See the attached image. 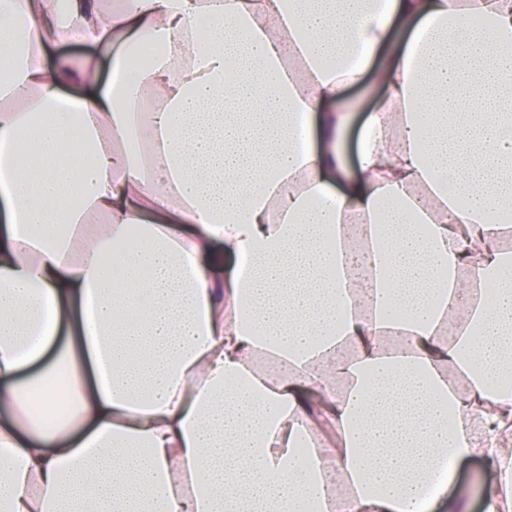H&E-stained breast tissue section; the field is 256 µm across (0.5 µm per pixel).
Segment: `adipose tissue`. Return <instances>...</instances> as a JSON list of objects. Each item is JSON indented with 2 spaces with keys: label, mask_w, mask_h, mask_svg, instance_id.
I'll use <instances>...</instances> for the list:
<instances>
[{
  "label": "adipose tissue",
  "mask_w": 512,
  "mask_h": 512,
  "mask_svg": "<svg viewBox=\"0 0 512 512\" xmlns=\"http://www.w3.org/2000/svg\"><path fill=\"white\" fill-rule=\"evenodd\" d=\"M72 29L93 55L45 66ZM21 47L0 512H429L446 455L493 461L505 512L512 0H0ZM385 96V90L383 87L379 85H375L373 87L372 93L370 96H368L363 103L362 110L356 114L353 123L350 127V130L348 132L347 136V148H348V154L349 157H354L359 137V132L361 129V126L368 114V112L376 106V104L382 100Z\"/></svg>",
  "instance_id": "adipose-tissue-1"
}]
</instances>
